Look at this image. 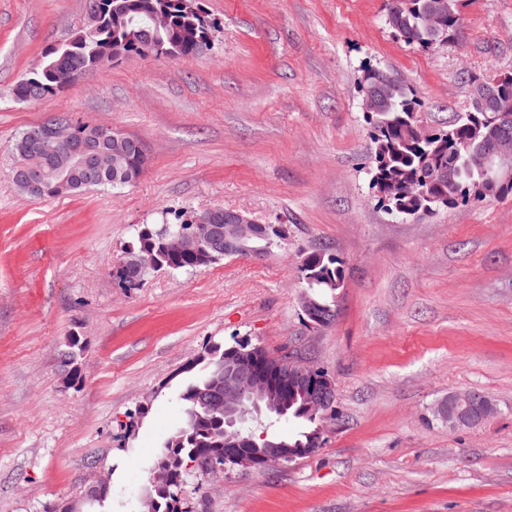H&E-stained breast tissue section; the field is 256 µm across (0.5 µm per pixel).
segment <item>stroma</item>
<instances>
[{
	"label": "stroma",
	"mask_w": 512,
	"mask_h": 512,
	"mask_svg": "<svg viewBox=\"0 0 512 512\" xmlns=\"http://www.w3.org/2000/svg\"><path fill=\"white\" fill-rule=\"evenodd\" d=\"M210 45L128 55L36 102L13 96L88 0H0V512H52L108 477L89 512H141L154 457L184 418L187 364L211 344L291 354L333 381L312 456L187 477L185 512H512V193L397 220L372 187L365 66L404 78L429 130L512 72V0H459L446 44L401 41L386 0H203ZM137 138L133 185L39 198L12 181L14 140L50 118ZM280 224L259 260L112 271L139 228L213 206ZM342 273L338 317L310 323L300 267ZM79 345L77 374L62 363ZM477 390L474 428L434 414ZM498 412L497 404L478 391L453 392L434 409L448 429L474 427Z\"/></svg>",
	"instance_id": "35a3bbf8"
}]
</instances>
